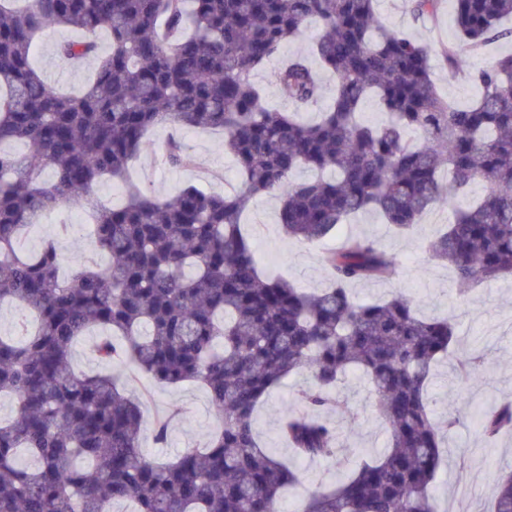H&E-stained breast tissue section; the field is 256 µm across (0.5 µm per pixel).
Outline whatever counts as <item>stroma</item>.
Listing matches in <instances>:
<instances>
[{
  "instance_id": "1",
  "label": "stroma",
  "mask_w": 512,
  "mask_h": 512,
  "mask_svg": "<svg viewBox=\"0 0 512 512\" xmlns=\"http://www.w3.org/2000/svg\"><path fill=\"white\" fill-rule=\"evenodd\" d=\"M377 10L385 26L405 30L432 47L433 79L441 95L460 107L473 104L479 95L469 78L470 73L512 52V37H502L486 45L480 54L461 53L460 66L452 71L439 53L440 45L457 39L452 12L444 9L437 19L417 20L405 7L404 0H379ZM74 36L72 30L48 26L38 38L33 54L35 68L48 82L65 90L84 87L97 68L93 58L75 64L63 63L58 58V43ZM171 134L168 127L154 129L135 161L133 177L142 187L166 198L189 185L219 194L239 186L237 167L224 154L222 133L182 131V141L195 158L193 166L183 169L169 168L161 161ZM483 192V184L477 182L467 196L434 204L409 234L393 232L375 212L355 215L341 228L342 235L374 239L400 263L396 280L354 284L352 291L356 298L373 301L399 291L406 293L416 301L421 314L454 317L457 341L452 347L453 353L468 351L476 345L486 349L488 368L472 382L469 390V398L476 406L489 405L504 395H512V279L479 281L466 296H459L450 266L430 260L424 246L438 230L454 221L459 209ZM87 222L88 217L82 210L60 209L46 216L44 223L32 225L22 235L20 247L34 252L45 241H53L64 259L59 276L68 279L74 259L92 260L100 265L107 261L96 249ZM243 230L253 242L257 261L269 273L307 291L329 287L330 274L322 257L334 247V240L306 243L288 237L279 224L276 199L255 198ZM307 380L304 372L290 376L256 410V430L262 444L286 461L292 460L293 455L279 435V419L283 413L296 408L295 392ZM126 386L146 401L140 443L148 458L173 457L201 447L217 423L208 394L201 387L193 384L167 386L136 370L128 371ZM342 390L358 417L357 429L350 433L349 459L355 463L373 458L387 447L389 434L372 407L371 389L361 375L351 374L346 377ZM158 416L171 419L168 439L162 444L157 443L153 430L154 419ZM297 468L299 482L286 493L283 512H295L309 494L334 484L346 474L345 469L323 460L301 461ZM509 472H512V431L489 442L479 435L472 423L457 425L448 435V461L435 484L441 512H491L495 495L493 478Z\"/></svg>"
}]
</instances>
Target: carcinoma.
<instances>
[{
    "mask_svg": "<svg viewBox=\"0 0 512 512\" xmlns=\"http://www.w3.org/2000/svg\"><path fill=\"white\" fill-rule=\"evenodd\" d=\"M378 0H0V303H18L36 321L20 339L0 336V395L15 415L0 422V512H282L295 470L258 439L256 407L289 376L306 371L280 434L299 460L345 462L348 447L322 411H354L339 391L350 372L369 382L388 448L344 479L310 494L298 512H439L433 486L445 462V434L467 416L432 417L435 362L451 356L456 326L423 318L396 293L359 302L350 286L390 281L396 259L372 239L342 238L325 253L332 284L318 293L265 276L241 216L258 196L280 201L285 233L332 238L362 212L380 214L398 234L447 196L475 182L485 193L458 211L427 244L448 264L459 294L476 281L512 277V54L470 74L477 102L460 109L436 86L430 48L383 25ZM443 0H408L416 19H433ZM459 44L442 46L455 66L502 36L512 0H453ZM319 26L312 53L336 76L328 111L303 123L321 83L308 57L276 72L289 111L269 108L252 80ZM82 34L57 45L71 64L94 57L109 34L93 81L62 95L32 66L37 35L49 25ZM377 97L386 119L358 110ZM224 131L241 188L197 186L169 200L126 184L125 202L91 196L105 177L125 179L151 129ZM15 142L27 151L12 150ZM164 164L193 159L172 137ZM300 169L312 176L294 179ZM92 212L91 235L109 256L59 278L51 241L21 253L22 230L63 207ZM103 363L123 360L169 385L194 383L218 425L205 446L168 461L149 460L139 441L142 403L110 373L74 370L75 342L92 328ZM482 373L475 354L457 359L463 389ZM481 435L512 430V400L477 413ZM27 454L33 463L19 464ZM493 512H512V472L494 477Z\"/></svg>",
    "mask_w": 512,
    "mask_h": 512,
    "instance_id": "carcinoma-1",
    "label": "carcinoma"
}]
</instances>
